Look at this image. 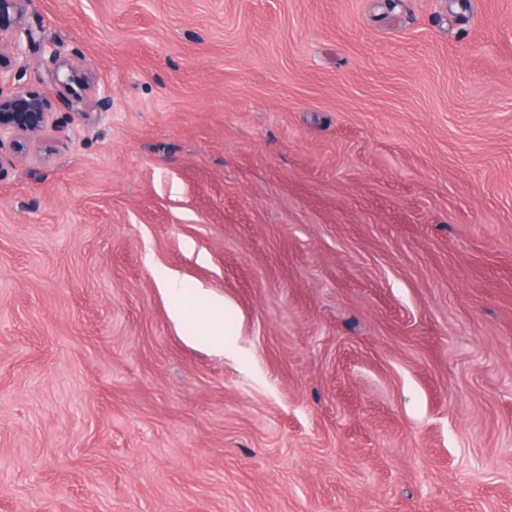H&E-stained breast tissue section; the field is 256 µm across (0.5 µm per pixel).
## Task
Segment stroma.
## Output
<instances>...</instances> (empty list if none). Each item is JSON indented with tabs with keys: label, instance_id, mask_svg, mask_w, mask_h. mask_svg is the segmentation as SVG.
Listing matches in <instances>:
<instances>
[{
	"label": "stroma",
	"instance_id": "obj_1",
	"mask_svg": "<svg viewBox=\"0 0 512 512\" xmlns=\"http://www.w3.org/2000/svg\"><path fill=\"white\" fill-rule=\"evenodd\" d=\"M25 21L7 80L52 116L0 148V512H512V0ZM58 58L110 104L64 108ZM157 284L161 291L173 299L170 315L173 321L181 324L186 319L191 304L187 297L188 289L177 275L166 270L158 271ZM205 303L209 317L195 330L194 336L190 339L194 343L224 351V299L210 297Z\"/></svg>",
	"mask_w": 512,
	"mask_h": 512
}]
</instances>
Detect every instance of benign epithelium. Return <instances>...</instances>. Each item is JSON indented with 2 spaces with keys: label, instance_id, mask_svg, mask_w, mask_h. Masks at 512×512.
Instances as JSON below:
<instances>
[{
  "label": "benign epithelium",
  "instance_id": "7a95c632",
  "mask_svg": "<svg viewBox=\"0 0 512 512\" xmlns=\"http://www.w3.org/2000/svg\"><path fill=\"white\" fill-rule=\"evenodd\" d=\"M27 0H0V82L4 80V71L24 57V44L34 41V31L22 24L24 5ZM55 83H76L81 87L77 98L93 99L104 105L109 96L100 89L90 69H75L65 62L55 63L52 71ZM50 112L46 102L23 89L10 95L0 90V147L3 137L11 138V145L16 153L24 150L20 140L22 136H30L48 122Z\"/></svg>",
  "mask_w": 512,
  "mask_h": 512
}]
</instances>
